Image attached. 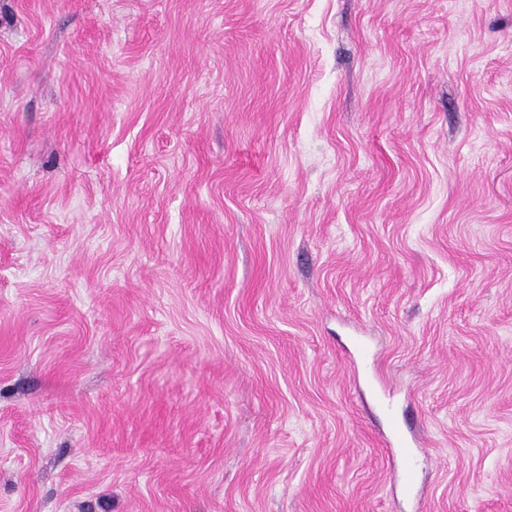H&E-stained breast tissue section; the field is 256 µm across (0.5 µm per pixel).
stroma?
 Listing matches in <instances>:
<instances>
[{
	"label": "stroma",
	"instance_id": "35a3bbf8",
	"mask_svg": "<svg viewBox=\"0 0 512 512\" xmlns=\"http://www.w3.org/2000/svg\"><path fill=\"white\" fill-rule=\"evenodd\" d=\"M0 512H512V0H0ZM389 430L388 446L390 448H398L401 457L407 462V464H410L417 453L418 448H408L411 446L409 445V441L400 421L396 417L390 418Z\"/></svg>",
	"mask_w": 512,
	"mask_h": 512
}]
</instances>
